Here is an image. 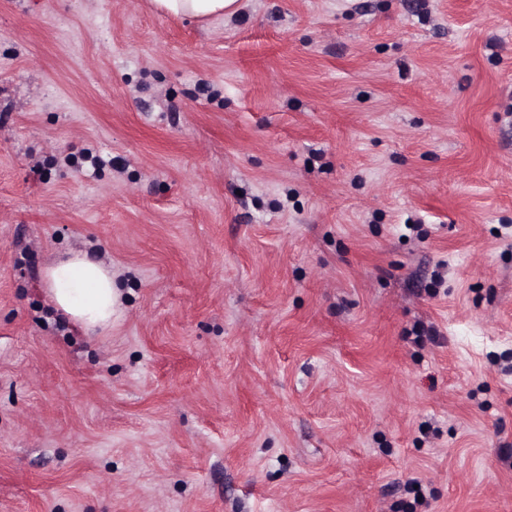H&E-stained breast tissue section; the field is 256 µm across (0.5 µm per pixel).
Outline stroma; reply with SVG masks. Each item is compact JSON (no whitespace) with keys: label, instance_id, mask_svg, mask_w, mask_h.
<instances>
[{"label":"stroma","instance_id":"stroma-1","mask_svg":"<svg viewBox=\"0 0 512 512\" xmlns=\"http://www.w3.org/2000/svg\"><path fill=\"white\" fill-rule=\"evenodd\" d=\"M0 512H512V0H0ZM154 9L161 14L187 16L206 25L215 19L235 15L240 0H150ZM50 301L64 316L87 331L112 330L120 293L112 267L88 250H70L43 270Z\"/></svg>","mask_w":512,"mask_h":512}]
</instances>
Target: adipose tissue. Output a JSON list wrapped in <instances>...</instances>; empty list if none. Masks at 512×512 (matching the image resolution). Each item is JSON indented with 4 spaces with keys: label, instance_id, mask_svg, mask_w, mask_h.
<instances>
[{
    "label": "adipose tissue",
    "instance_id": "1",
    "mask_svg": "<svg viewBox=\"0 0 512 512\" xmlns=\"http://www.w3.org/2000/svg\"><path fill=\"white\" fill-rule=\"evenodd\" d=\"M161 14L187 16L201 24L235 15L240 0H151ZM43 283L50 301L87 331L106 332L120 304L112 268L87 250H71L47 265Z\"/></svg>",
    "mask_w": 512,
    "mask_h": 512
}]
</instances>
